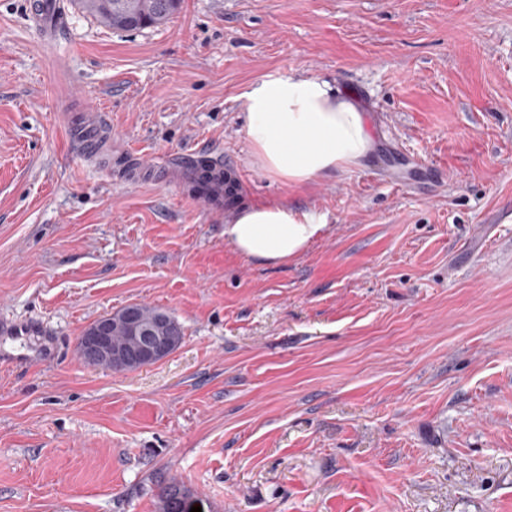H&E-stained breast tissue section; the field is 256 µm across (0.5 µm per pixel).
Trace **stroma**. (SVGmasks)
Wrapping results in <instances>:
<instances>
[{
	"mask_svg": "<svg viewBox=\"0 0 512 512\" xmlns=\"http://www.w3.org/2000/svg\"><path fill=\"white\" fill-rule=\"evenodd\" d=\"M0 0V512H512V0H182L45 44ZM356 97L361 167L291 187L246 134L277 72ZM105 109L98 149L70 111ZM326 227L289 263L224 240L191 188ZM184 328L115 372L77 342L129 304ZM214 166L210 163L200 162L193 170V181L197 189L206 197L220 196L224 201V180L218 185L213 183L211 172ZM203 500L193 498V493L183 483L172 480L160 488L157 501L158 512H190V504ZM204 504V503H203Z\"/></svg>",
	"mask_w": 512,
	"mask_h": 512,
	"instance_id": "1",
	"label": "stroma"
}]
</instances>
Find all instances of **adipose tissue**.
I'll return each instance as SVG.
<instances>
[{"mask_svg":"<svg viewBox=\"0 0 512 512\" xmlns=\"http://www.w3.org/2000/svg\"><path fill=\"white\" fill-rule=\"evenodd\" d=\"M243 99L257 160L286 183L304 185L357 166L372 149L363 113L325 80L269 74ZM324 227L311 210L256 205L226 220L224 239L246 259L278 265L302 254Z\"/></svg>","mask_w":512,"mask_h":512,"instance_id":"ef3b65f1","label":"adipose tissue"}]
</instances>
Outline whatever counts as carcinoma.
I'll use <instances>...</instances> for the list:
<instances>
[{
    "label": "carcinoma",
    "mask_w": 512,
    "mask_h": 512,
    "mask_svg": "<svg viewBox=\"0 0 512 512\" xmlns=\"http://www.w3.org/2000/svg\"><path fill=\"white\" fill-rule=\"evenodd\" d=\"M76 4L107 27L136 30L166 21L178 10L180 0H76ZM212 170V164L198 163L193 170L194 184L206 197H222L224 184L213 183ZM193 502L191 490L172 480L160 488L157 512H190Z\"/></svg>",
    "instance_id": "carcinoma-1"
}]
</instances>
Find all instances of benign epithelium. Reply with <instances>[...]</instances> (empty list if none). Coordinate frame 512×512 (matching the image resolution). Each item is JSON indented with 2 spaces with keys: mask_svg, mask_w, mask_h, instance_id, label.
<instances>
[{
  "mask_svg": "<svg viewBox=\"0 0 512 512\" xmlns=\"http://www.w3.org/2000/svg\"><path fill=\"white\" fill-rule=\"evenodd\" d=\"M123 328L134 341V346L129 349L113 347L105 323H97L85 332L80 344L86 362L114 369L141 368L160 362L173 353L176 337L167 335L163 323L147 324L130 311L124 317Z\"/></svg>",
  "mask_w": 512,
  "mask_h": 512,
  "instance_id": "7a95c632",
  "label": "benign epithelium"
}]
</instances>
